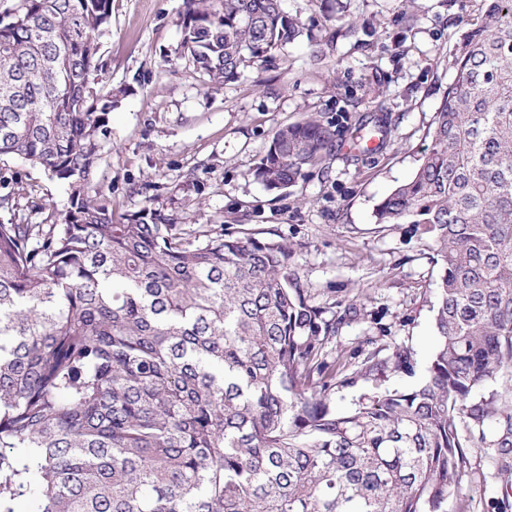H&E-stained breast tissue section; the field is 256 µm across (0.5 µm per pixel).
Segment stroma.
Wrapping results in <instances>:
<instances>
[{"label":"stroma","mask_w":512,"mask_h":512,"mask_svg":"<svg viewBox=\"0 0 512 512\" xmlns=\"http://www.w3.org/2000/svg\"><path fill=\"white\" fill-rule=\"evenodd\" d=\"M418 20L399 17V0H350L361 31L336 34L328 0H282L300 36L236 82L209 88L182 49L185 0H112L99 40L97 88L111 91L112 138L101 148L93 191L113 220L143 205L182 224L290 244L291 269L317 304L355 306L341 327L336 364L351 380L331 403L355 409L377 392L414 386L435 347L433 241L408 224H380L377 206L409 180L431 138V124L454 78L461 35L480 19L483 0H419ZM364 113L387 114L388 147L355 160L346 127ZM333 126L327 172L311 170L284 192L255 174L281 126L309 117ZM0 177L39 185L43 209L19 204L0 220L42 224L64 212L67 187L17 157L0 159ZM411 351L414 373L351 372L369 353ZM500 495L484 455L474 452L442 512H498Z\"/></svg>","instance_id":"stroma-1"}]
</instances>
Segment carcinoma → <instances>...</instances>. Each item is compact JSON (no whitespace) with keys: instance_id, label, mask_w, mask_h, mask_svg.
I'll return each instance as SVG.
<instances>
[{"instance_id":"carcinoma-1","label":"carcinoma","mask_w":512,"mask_h":512,"mask_svg":"<svg viewBox=\"0 0 512 512\" xmlns=\"http://www.w3.org/2000/svg\"><path fill=\"white\" fill-rule=\"evenodd\" d=\"M112 0H20L0 13V157L68 187L49 224L0 222V512H440L467 449L512 509V0H486L414 176L379 224L432 238L437 348L422 382L331 405L344 316L317 305L283 242L179 224L148 205L117 224L90 193L112 94L91 86ZM280 0H187L183 48L212 86L295 41ZM384 149L383 117L347 128ZM336 134L275 131L270 191L321 169ZM34 186L0 182V210ZM413 371L407 349L353 374Z\"/></svg>"}]
</instances>
